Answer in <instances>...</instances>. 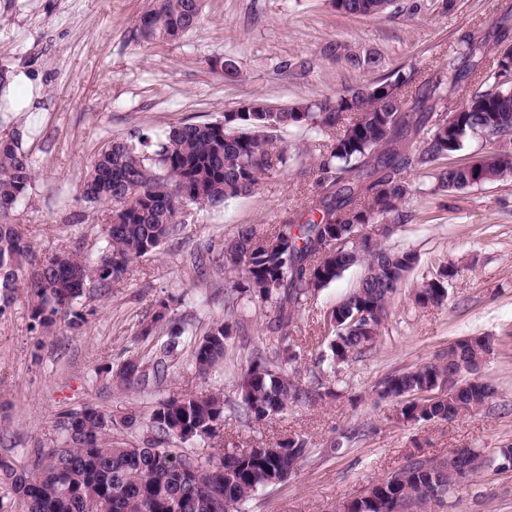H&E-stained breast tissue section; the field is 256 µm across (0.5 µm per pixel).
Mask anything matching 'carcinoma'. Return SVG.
Listing matches in <instances>:
<instances>
[{
	"instance_id": "1",
	"label": "carcinoma",
	"mask_w": 512,
	"mask_h": 512,
	"mask_svg": "<svg viewBox=\"0 0 512 512\" xmlns=\"http://www.w3.org/2000/svg\"><path fill=\"white\" fill-rule=\"evenodd\" d=\"M345 14L380 17L393 0H340ZM202 19L201 0H154L138 17L135 30L144 41H176ZM484 53L482 42L462 33L445 62L408 94L404 108L382 95L355 88L336 98L298 101L272 112L260 98L246 102L238 118L209 123H183L154 137L139 132L115 136L94 156L81 186L84 199L107 206L112 221L105 245L92 261L61 248L39 262L9 216L26 198L34 179L32 160L9 139L0 141V315L24 297L32 329L47 336L64 324L78 329L91 311L77 308L84 287L105 290L121 282L138 259L157 253L180 224L184 206L201 209L252 193L265 174L288 166V149L274 133L310 128L327 135L317 172L322 191L310 209L295 219L287 216L266 232L240 226L216 256L196 259L199 266L219 263L230 276L229 289H241L273 311L281 329L309 294L336 281L356 264L365 273L327 319L334 336L330 344L336 365L360 358L376 345L389 303L417 257L371 244L364 229L402 217L400 207L412 195L411 172H431L438 187L448 191L512 179V155L493 151L476 164L447 166L473 135L506 146L512 144V89L500 78L512 75V56L498 57L487 69L473 59ZM327 55L355 68H383L375 54L363 57L344 43L333 42ZM482 88L466 94L465 107L448 120V91L470 83ZM455 275L451 264L423 278L414 293L419 305H440ZM170 306L158 303L137 335L147 337L172 323ZM228 328L210 327L197 343L192 368L203 379L224 362ZM495 346L487 336H468L448 346V358L425 362L391 375L377 390L381 399H401L403 423L448 419L491 402L497 393L488 380L468 370L487 362ZM173 346L155 352L145 366L137 358L121 364L117 377L127 387L147 388L167 380ZM454 374L456 386L442 402H423L418 393L435 380ZM335 396L329 388L304 386L282 375L262 352L250 359L241 382L244 415L266 419L290 404L318 403ZM224 422V398L218 393L174 392L153 406L152 438L132 444L112 432V413L95 407L63 410L55 431L63 441L47 451L37 448L31 465L19 466L0 457V483L23 503V512H208L220 495L234 512L261 489L275 486L295 473L307 455V442L291 436L271 448L226 450L221 444L191 451L182 444L218 436ZM439 461L409 456L385 486L371 485L372 497L355 500L351 512H395L396 501L414 512L440 504L458 484L453 472L512 466V448L484 454L470 448Z\"/></svg>"
}]
</instances>
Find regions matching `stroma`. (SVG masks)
I'll use <instances>...</instances> for the list:
<instances>
[{
	"label": "stroma",
	"mask_w": 512,
	"mask_h": 512,
	"mask_svg": "<svg viewBox=\"0 0 512 512\" xmlns=\"http://www.w3.org/2000/svg\"><path fill=\"white\" fill-rule=\"evenodd\" d=\"M152 4L0 0V71L27 73L35 83L31 90L11 85L0 139L18 138L36 171L13 219L39 259L62 247L92 259L103 247L108 211L85 202L79 187L112 137L213 121L255 97L279 109L373 81L374 73L325 54L334 41L380 55L383 73L416 69L425 78L461 33H473L491 57L505 46L502 28L512 29V0H396L379 18L344 15L331 0H203L195 30L175 42H144L135 25ZM219 57L235 63L236 77L210 70L209 60ZM299 59L306 70L292 69ZM282 143L291 156L287 168L266 175L258 190L215 208L188 207L177 235L159 253L134 262L108 295L88 288L79 307L90 317L80 330L34 335L22 300L0 315V455L24 462L29 449L51 447L63 409L93 406L116 420L132 412L138 419L131 431L140 434L158 399L216 392L224 397L225 448H266L291 435L308 443L299 471L258 491L244 512H337L410 453L442 459L458 448L512 447V339L483 368L498 388L489 407L411 425L397 421L394 401L375 394L387 376L433 360L457 339L498 338L512 328V181L450 192L428 174H411L415 192L403 207L406 218L383 244L415 252L418 264L393 295L370 355L331 373L324 319L358 284L363 265L309 296L284 340L270 328L272 312L248 294L225 302L223 270L199 275L190 264L196 253L222 250L240 225L268 230L283 216L308 210L324 138L297 129L283 133ZM448 262L458 273L447 302L416 304V282ZM160 300L184 330L175 365L159 387L124 390L113 370L132 357L150 360L170 339L166 327L145 339L137 334ZM221 319L232 326L224 363L207 378L195 377L194 343ZM287 343L299 358L285 373L302 384L320 377L337 398L290 406L265 420L245 418L240 383L252 353L262 350L272 360ZM430 512H512V471L473 477Z\"/></svg>",
	"instance_id": "1"
}]
</instances>
